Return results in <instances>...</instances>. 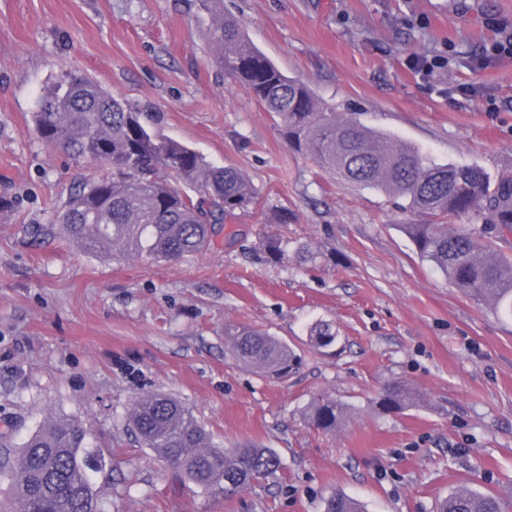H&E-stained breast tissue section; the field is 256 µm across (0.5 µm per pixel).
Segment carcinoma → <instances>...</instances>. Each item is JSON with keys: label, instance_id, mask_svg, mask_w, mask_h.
I'll use <instances>...</instances> for the list:
<instances>
[{"label": "carcinoma", "instance_id": "cac0c4a2", "mask_svg": "<svg viewBox=\"0 0 512 512\" xmlns=\"http://www.w3.org/2000/svg\"><path fill=\"white\" fill-rule=\"evenodd\" d=\"M209 20L208 38L219 68L246 85L282 125L290 145L322 170L349 183L376 187L402 200L400 208L430 217L406 224L421 259L473 299L512 316V259L498 243L512 234V175L491 179L476 164H438L419 149L383 132L338 118L302 82L283 74L224 17V0H197ZM37 136L65 150L78 164L103 171L86 179L56 211L55 223L82 250L114 259L147 256L169 262L197 256L213 244L216 226L258 204L249 179L218 166L151 125L137 104L84 74L66 72L40 92L33 113ZM261 250L279 262L293 254L314 263L319 253L304 244L266 235ZM226 354L268 376H283L297 362L285 342L263 330L229 325ZM338 332L320 320L309 330L318 348ZM413 393L393 383L379 401L384 413L410 406ZM310 424L334 431L346 417L342 403L316 396L306 409ZM140 443L179 469L195 486L229 497L247 490L280 465L278 456L253 444L218 448L177 399L139 395L129 410ZM87 429L75 420H53L0 461L10 480V512H102L93 492ZM495 495L471 489L451 493L438 512H503ZM324 512H362L352 497L334 493Z\"/></svg>", "mask_w": 512, "mask_h": 512}]
</instances>
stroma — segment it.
I'll return each instance as SVG.
<instances>
[{
    "label": "stroma",
    "instance_id": "stroma-1",
    "mask_svg": "<svg viewBox=\"0 0 512 512\" xmlns=\"http://www.w3.org/2000/svg\"><path fill=\"white\" fill-rule=\"evenodd\" d=\"M224 13L330 111L437 163L512 174V0H224ZM435 55L444 67H417ZM68 71L241 170L258 205L185 260L112 261L63 240L55 211L92 171L31 118ZM0 197V432L17 446L49 418L82 421L104 512H323L334 492L365 512H436L464 487L512 505V319L419 258L404 227L427 215L289 145L214 65L197 0H0ZM268 234L310 245L320 266L266 261ZM320 320L338 331L332 348L308 344ZM229 325L282 339L298 367L237 364ZM394 382L413 401L386 414L377 398ZM153 392L216 445L270 449L280 469L232 498L182 482L129 426L133 398ZM319 394L347 408L336 432L304 419Z\"/></svg>",
    "mask_w": 512,
    "mask_h": 512
}]
</instances>
